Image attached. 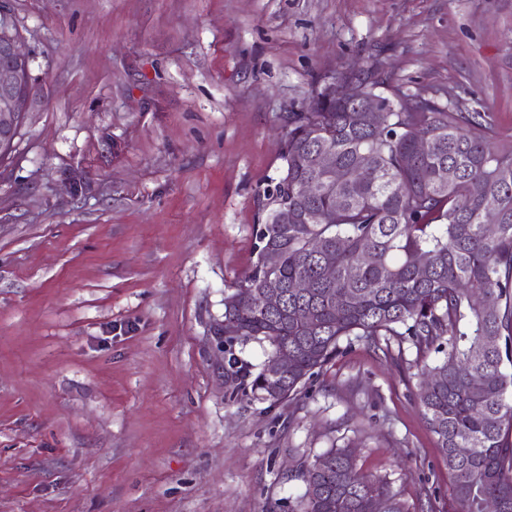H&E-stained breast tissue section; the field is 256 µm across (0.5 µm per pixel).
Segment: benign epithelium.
<instances>
[{"instance_id": "1", "label": "benign epithelium", "mask_w": 512, "mask_h": 512, "mask_svg": "<svg viewBox=\"0 0 512 512\" xmlns=\"http://www.w3.org/2000/svg\"><path fill=\"white\" fill-rule=\"evenodd\" d=\"M12 14L0 3V146L13 143L29 111L32 85L30 56L20 37L9 34Z\"/></svg>"}]
</instances>
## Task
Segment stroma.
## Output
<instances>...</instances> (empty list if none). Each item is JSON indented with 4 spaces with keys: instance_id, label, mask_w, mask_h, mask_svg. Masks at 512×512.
Wrapping results in <instances>:
<instances>
[{
    "instance_id": "1",
    "label": "stroma",
    "mask_w": 512,
    "mask_h": 512,
    "mask_svg": "<svg viewBox=\"0 0 512 512\" xmlns=\"http://www.w3.org/2000/svg\"><path fill=\"white\" fill-rule=\"evenodd\" d=\"M10 8L34 81L0 158V512H289L334 446L407 512H456L415 350L361 341L293 400L234 399L224 292L334 73L380 63L512 141V0Z\"/></svg>"
}]
</instances>
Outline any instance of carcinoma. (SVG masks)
Instances as JSON below:
<instances>
[{
	"label": "carcinoma",
	"mask_w": 512,
	"mask_h": 512,
	"mask_svg": "<svg viewBox=\"0 0 512 512\" xmlns=\"http://www.w3.org/2000/svg\"><path fill=\"white\" fill-rule=\"evenodd\" d=\"M346 85L358 93L355 108L321 90L308 111L288 113L285 166L263 191L254 228L256 262L224 296L232 393L289 401L360 341L386 354L395 341L399 357L407 343L417 363L433 352L418 398L458 512H512V141L496 139L490 118L405 92L377 72L338 74L336 92ZM373 105L382 108L374 125ZM307 180L321 185L310 198L301 194ZM334 207L341 212L328 224L322 216ZM299 280L310 287L295 288ZM271 290L281 296L273 309L264 303ZM238 295L240 307L229 310ZM251 340L287 354L288 375L255 374L239 361L233 347ZM300 475L305 490L291 512H372L377 499L406 512L348 448L315 456Z\"/></svg>",
	"instance_id": "1"
}]
</instances>
